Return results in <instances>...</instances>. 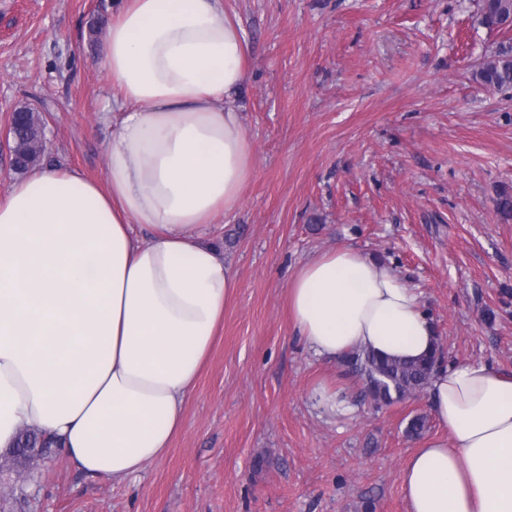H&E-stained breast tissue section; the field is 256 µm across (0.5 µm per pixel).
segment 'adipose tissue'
I'll list each match as a JSON object with an SVG mask.
<instances>
[{"label":"adipose tissue","instance_id":"ef3b65f1","mask_svg":"<svg viewBox=\"0 0 512 512\" xmlns=\"http://www.w3.org/2000/svg\"><path fill=\"white\" fill-rule=\"evenodd\" d=\"M248 55L224 0H118L100 55L120 114L104 181L35 168L0 199V451L37 430L116 482L166 453L238 286L203 236L254 173L232 104ZM286 295L318 358L435 348L418 290L353 247L300 264ZM428 398L448 436L403 469L407 512H512V376L443 365Z\"/></svg>","mask_w":512,"mask_h":512}]
</instances>
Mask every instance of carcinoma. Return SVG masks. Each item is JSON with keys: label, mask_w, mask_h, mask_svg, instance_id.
<instances>
[{"label": "carcinoma", "mask_w": 512, "mask_h": 512, "mask_svg": "<svg viewBox=\"0 0 512 512\" xmlns=\"http://www.w3.org/2000/svg\"><path fill=\"white\" fill-rule=\"evenodd\" d=\"M511 12L512 0L484 2L477 13V22L484 28L498 31L500 17ZM471 77L481 85L498 90L511 88L512 38L497 43L474 67ZM40 126L39 114L31 109L24 111L17 119L12 149L18 158L17 171L20 173L35 165L40 158L36 148L39 142ZM442 360V350L438 347L434 355L418 360H390L356 350L346 354L341 359V363L349 373L363 381L365 396L379 408L399 402L410 394L427 390L431 385L437 364ZM427 428V416L416 414L408 420L405 432L408 436L416 438L421 436ZM15 447L40 449L38 454L20 455L17 458L19 464L50 452L49 443L34 431L22 433Z\"/></svg>", "instance_id": "cac0c4a2"}]
</instances>
